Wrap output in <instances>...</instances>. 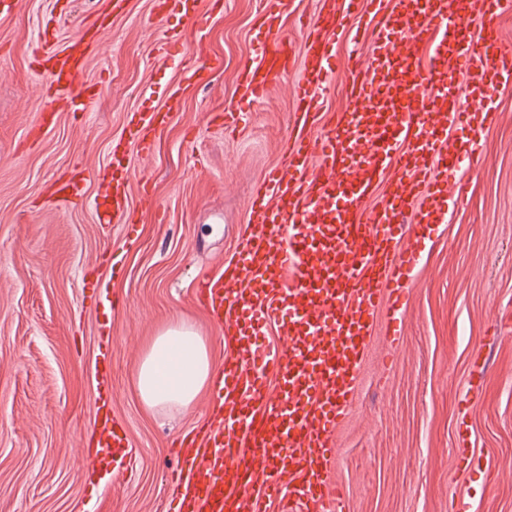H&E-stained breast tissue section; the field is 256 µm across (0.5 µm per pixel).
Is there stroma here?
<instances>
[{
  "mask_svg": "<svg viewBox=\"0 0 512 512\" xmlns=\"http://www.w3.org/2000/svg\"><path fill=\"white\" fill-rule=\"evenodd\" d=\"M106 0H15L0 13V512H168L172 445L208 417L210 392L189 410L146 407L133 370L149 336L187 319L213 360L231 347L197 301L195 285L224 271L247 227L266 172L283 161L300 67L302 21L318 0H292L279 36L291 63L235 132L207 116L235 102L234 77L258 37L257 0H191L154 25L156 0H128L108 18L104 45L87 60L93 97L73 116L51 95L34 49L57 19L68 42L103 15ZM205 39L221 68L187 76L184 55ZM351 46L337 36L336 77L323 90L326 113L347 103ZM497 119L475 144L470 201L434 232L406 284L397 341L374 335L352 410L338 431L332 477L346 512H450L456 422L468 418L476 447L493 449L494 471L464 476L475 512H512V87L497 94ZM162 110L153 154L141 158L131 119ZM131 173L135 230L98 221L99 186L60 207L50 185L83 169ZM120 276H113V266ZM94 284L116 298L100 308ZM112 338L111 406L138 465L102 474L88 495L82 471L95 412L102 329ZM481 354L486 377L470 382Z\"/></svg>",
  "mask_w": 512,
  "mask_h": 512,
  "instance_id": "35a3bbf8",
  "label": "stroma"
}]
</instances>
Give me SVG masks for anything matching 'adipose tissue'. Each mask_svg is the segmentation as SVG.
Instances as JSON below:
<instances>
[{"mask_svg": "<svg viewBox=\"0 0 512 512\" xmlns=\"http://www.w3.org/2000/svg\"><path fill=\"white\" fill-rule=\"evenodd\" d=\"M206 340L187 321L168 324L148 341L134 372V387L151 410H186L212 380Z\"/></svg>", "mask_w": 512, "mask_h": 512, "instance_id": "obj_1", "label": "adipose tissue"}]
</instances>
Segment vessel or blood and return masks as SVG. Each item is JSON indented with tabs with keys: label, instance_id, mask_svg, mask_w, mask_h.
I'll return each instance as SVG.
<instances>
[{
	"label": "vessel or blood",
	"instance_id": "1",
	"mask_svg": "<svg viewBox=\"0 0 512 512\" xmlns=\"http://www.w3.org/2000/svg\"><path fill=\"white\" fill-rule=\"evenodd\" d=\"M317 21L301 26L305 53L292 88L293 131L283 163L270 170L249 207L237 256L198 295L235 347L213 390L224 412L176 443L181 470L170 512H344L331 484L336 431L355 401L378 319L397 335L403 283L418 266L434 227L466 202L472 147L496 119L497 92L512 86V50L495 20L512 0H320ZM261 41L234 78L236 104L217 114L231 128L281 77L277 40L290 0H259ZM376 23L365 60L347 65L349 100L331 129L312 136L321 91L336 74L333 43L347 19ZM39 35L51 89L72 110L87 49ZM197 41L187 71L219 68ZM163 112L140 114L133 140L154 151ZM99 221L130 217L128 176L102 183ZM281 338L259 345L269 324ZM280 391L270 396L269 376ZM108 350L98 355L100 396L93 425L96 469L122 459L126 428L107 398ZM456 468L493 466L457 423Z\"/></svg>",
	"mask_w": 512,
	"mask_h": 512
}]
</instances>
